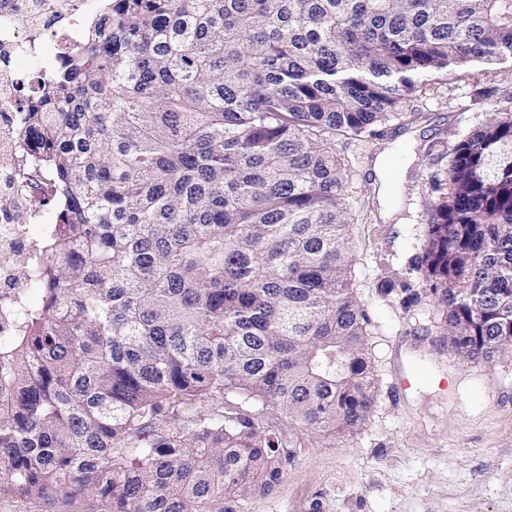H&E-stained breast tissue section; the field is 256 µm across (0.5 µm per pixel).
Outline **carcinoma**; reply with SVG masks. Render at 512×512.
Segmentation results:
<instances>
[{
  "label": "carcinoma",
  "instance_id": "1",
  "mask_svg": "<svg viewBox=\"0 0 512 512\" xmlns=\"http://www.w3.org/2000/svg\"><path fill=\"white\" fill-rule=\"evenodd\" d=\"M512 62V0H108L28 96L59 223L0 339V499L224 512L375 403L328 146L428 73ZM421 265L463 362L512 356V110L456 146Z\"/></svg>",
  "mask_w": 512,
  "mask_h": 512
}]
</instances>
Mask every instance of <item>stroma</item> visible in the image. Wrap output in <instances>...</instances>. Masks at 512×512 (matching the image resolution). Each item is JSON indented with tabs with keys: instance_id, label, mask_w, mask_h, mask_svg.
<instances>
[{
	"instance_id": "1",
	"label": "stroma",
	"mask_w": 512,
	"mask_h": 512,
	"mask_svg": "<svg viewBox=\"0 0 512 512\" xmlns=\"http://www.w3.org/2000/svg\"><path fill=\"white\" fill-rule=\"evenodd\" d=\"M407 121L375 123L330 146L351 170L345 189L352 287L366 316L376 402L355 435L307 431L262 415L296 447L274 491L225 501L224 512H512V357L462 362L442 336L415 260L426 244L432 177L457 143L512 109V65L471 64L422 83L397 106ZM390 165L392 215L373 190L376 154L406 134ZM393 277L397 290L383 293Z\"/></svg>"
}]
</instances>
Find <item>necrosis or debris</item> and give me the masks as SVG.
I'll use <instances>...</instances> for the list:
<instances>
[{
    "instance_id": "4bbe7bcc",
    "label": "necrosis or debris",
    "mask_w": 512,
    "mask_h": 512,
    "mask_svg": "<svg viewBox=\"0 0 512 512\" xmlns=\"http://www.w3.org/2000/svg\"><path fill=\"white\" fill-rule=\"evenodd\" d=\"M89 0H0V337L13 335L15 309L28 288L18 269L36 254L40 240L32 226L44 210L30 207L35 148L24 133L17 104L14 62L28 56L57 62L83 37ZM26 221H19V213Z\"/></svg>"
}]
</instances>
